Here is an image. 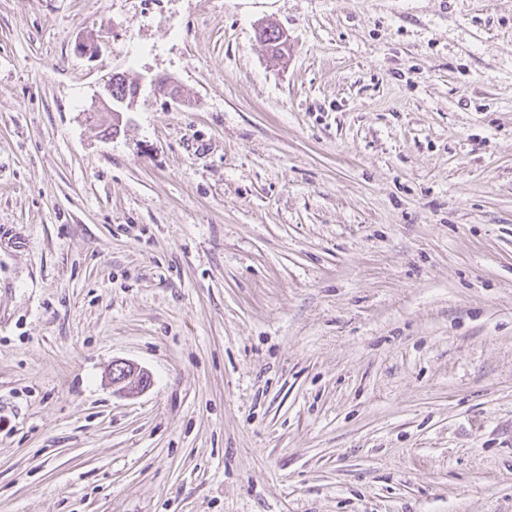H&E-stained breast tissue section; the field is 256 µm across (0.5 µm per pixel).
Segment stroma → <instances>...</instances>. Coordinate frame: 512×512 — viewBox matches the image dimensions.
<instances>
[{
	"label": "stroma",
	"mask_w": 512,
	"mask_h": 512,
	"mask_svg": "<svg viewBox=\"0 0 512 512\" xmlns=\"http://www.w3.org/2000/svg\"><path fill=\"white\" fill-rule=\"evenodd\" d=\"M0 512H512V0H0ZM114 80V83H113ZM137 87V82L130 79L124 73H115L104 84L103 92L97 96V107L103 112H109L110 116H119L121 112H130L134 110L139 90L132 97H125L121 101H115L112 98L113 92L118 97H124L127 92L133 93ZM114 88V91H112ZM113 114V115H112ZM110 379L113 385H121V389L131 393L143 391L148 385L143 372L130 364L122 362L113 365V373H110Z\"/></svg>",
	"instance_id": "obj_1"
}]
</instances>
